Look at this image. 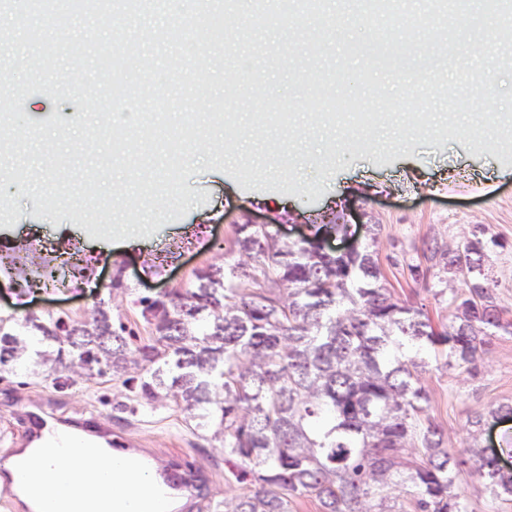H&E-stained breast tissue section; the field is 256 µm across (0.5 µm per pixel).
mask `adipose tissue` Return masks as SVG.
Here are the masks:
<instances>
[{
  "label": "adipose tissue",
  "mask_w": 512,
  "mask_h": 512,
  "mask_svg": "<svg viewBox=\"0 0 512 512\" xmlns=\"http://www.w3.org/2000/svg\"><path fill=\"white\" fill-rule=\"evenodd\" d=\"M120 468L108 452L78 446L67 454L46 449L25 453L11 467L10 477L23 501L41 499L51 512H124L131 494L150 506L147 478L121 477Z\"/></svg>",
  "instance_id": "obj_1"
}]
</instances>
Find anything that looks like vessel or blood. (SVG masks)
I'll list each match as a JSON object with an SVG mask.
<instances>
[{
  "instance_id": "obj_1",
  "label": "vessel or blood",
  "mask_w": 512,
  "mask_h": 512,
  "mask_svg": "<svg viewBox=\"0 0 512 512\" xmlns=\"http://www.w3.org/2000/svg\"><path fill=\"white\" fill-rule=\"evenodd\" d=\"M53 438L57 447H68L71 440L79 438L100 448L113 445L112 429L97 418L59 420L52 417L44 407H37L26 415V427L22 445L40 448L45 438ZM126 454L135 464L147 467L153 478V500L157 512H169L172 500H180L185 512H193L200 487L205 479L202 470L174 463L147 453L128 443Z\"/></svg>"
}]
</instances>
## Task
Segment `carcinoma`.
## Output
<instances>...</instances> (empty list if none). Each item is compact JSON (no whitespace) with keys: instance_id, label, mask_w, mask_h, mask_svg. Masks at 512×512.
<instances>
[{"instance_id":"1","label":"carcinoma","mask_w":512,"mask_h":512,"mask_svg":"<svg viewBox=\"0 0 512 512\" xmlns=\"http://www.w3.org/2000/svg\"><path fill=\"white\" fill-rule=\"evenodd\" d=\"M378 225L353 256H329L311 243L283 242L263 225L237 228L238 258L211 264L166 300L139 299L150 343L129 348L125 324L99 303L76 321L48 314L0 317V372L48 367L47 377L106 366L136 401L168 395L203 425L214 424L224 454L252 473L254 488L224 512H288L287 496L313 494L321 512H386L394 487L409 488L419 512H467L455 492L466 461L442 447L443 434L419 415L427 393L421 355L429 350L469 370L487 338L512 333L490 288L448 289L462 260L491 259L501 239L477 226L463 246L434 242L414 277L434 272L447 296L448 323L400 305L376 253ZM46 256L10 264L25 281L52 274ZM287 295L244 292L252 269ZM421 453L410 463L404 455Z\"/></svg>"}]
</instances>
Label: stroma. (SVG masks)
I'll return each instance as SVG.
<instances>
[{
    "instance_id": "obj_1",
    "label": "stroma",
    "mask_w": 512,
    "mask_h": 512,
    "mask_svg": "<svg viewBox=\"0 0 512 512\" xmlns=\"http://www.w3.org/2000/svg\"><path fill=\"white\" fill-rule=\"evenodd\" d=\"M355 32L345 42V53L376 63L380 74L393 68L406 74L417 64L404 52L381 59L383 47L365 26ZM293 57L290 64L272 60L267 65L275 75L270 83L274 99L307 93L306 75L316 65L302 51ZM21 111L37 124L54 116L72 122L82 107L67 97L55 100L36 92L25 97ZM383 134L375 126L369 135L344 137L338 148L322 131L298 133L290 151L273 140L265 143L264 164L298 175L291 192L278 182L263 188L243 185L211 168L210 154L199 150L193 156L198 171L184 182L191 192L187 214L162 222L152 232L136 231L120 243L92 236L71 217L39 215L33 197L21 194L17 181H9L5 193L15 198L18 219L0 224V256L51 242L62 250L83 249L95 265L90 278L64 290H36L13 282L0 287V315L21 319L53 313L81 319L105 301L113 321L123 322L143 342L150 328L139 314L137 299L188 287L195 271L235 258L237 225L264 223L293 240L314 236L324 216L339 211L346 229L329 236V244H364L366 225H378L376 250L388 289L394 299L423 310L436 326L447 323L448 305L435 298L434 278L414 280L409 267L419 262L428 240L459 245L475 225L486 226L506 243L493 257L491 278L496 301L512 320V156L453 137L425 139L411 132L405 133L404 143L384 151L378 143ZM118 270L125 285L116 289L111 281ZM421 383L429 398L423 417L442 430L445 448L457 456L466 455L475 443L493 448L500 467L512 468V425L503 426L489 414L491 408L512 404V334L489 338L477 371L433 362L422 372ZM126 395L121 379L109 373L61 386L23 369L1 374L0 456L16 449L25 411L45 403L57 417L95 416L139 447L197 465L206 477L198 512H224L226 500L248 492L251 479L240 478V466L225 464L223 444L212 428L197 426L171 397L139 403L132 413L120 410ZM478 414L481 427H471L470 419ZM455 490L468 512H512V501L491 498L486 478L472 467L457 473Z\"/></svg>"
}]
</instances>
